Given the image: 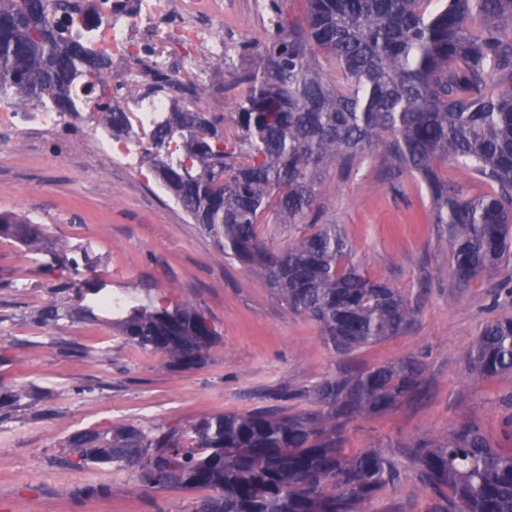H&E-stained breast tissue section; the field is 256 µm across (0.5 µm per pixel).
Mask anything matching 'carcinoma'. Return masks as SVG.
I'll return each instance as SVG.
<instances>
[{"instance_id":"carcinoma-1","label":"carcinoma","mask_w":512,"mask_h":512,"mask_svg":"<svg viewBox=\"0 0 512 512\" xmlns=\"http://www.w3.org/2000/svg\"><path fill=\"white\" fill-rule=\"evenodd\" d=\"M285 0H265L267 42L224 47L247 54L238 79L237 142L224 113L188 108L158 129L149 161L224 256L259 271L292 312L316 322L338 352L409 334L418 304L365 274L334 224L317 223L320 186L382 151L385 167L424 188L432 223L445 225L458 300L482 273L512 262V0H305L298 19ZM68 0H0V95L74 111L77 77L104 80L112 60L90 53L51 21ZM112 130L126 118L100 107ZM184 161L166 160L174 134ZM488 191L467 197L445 170ZM298 224L287 247L270 246L260 225ZM0 233L32 244L41 224L0 215ZM127 342L173 368L204 364L217 333L189 305L132 306L119 322ZM481 379L512 373V318L488 323L467 352ZM413 358L331 377L304 392L309 409L276 407L194 420L185 431L132 425L71 436L79 464L136 467L157 490H205L192 512H370L396 482L372 448L344 447L354 419L385 414L423 390ZM429 494L428 512H512V451L461 422L410 445Z\"/></svg>"}]
</instances>
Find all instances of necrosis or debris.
Listing matches in <instances>:
<instances>
[{
	"label": "necrosis or debris",
	"instance_id": "necrosis-or-debris-1",
	"mask_svg": "<svg viewBox=\"0 0 512 512\" xmlns=\"http://www.w3.org/2000/svg\"><path fill=\"white\" fill-rule=\"evenodd\" d=\"M80 15H55V22L98 55L112 61L106 85L82 81L74 87L77 109L98 135L100 153L107 159L138 169L139 159L152 143L154 132L166 124L173 99L142 91L144 65L170 74L176 88L224 86L210 70L209 61L224 56V0H79ZM118 104L126 114L128 132L113 135L99 121L103 101ZM62 115L51 105L18 111L0 104V127L26 130L36 125L48 130L60 126Z\"/></svg>",
	"mask_w": 512,
	"mask_h": 512
}]
</instances>
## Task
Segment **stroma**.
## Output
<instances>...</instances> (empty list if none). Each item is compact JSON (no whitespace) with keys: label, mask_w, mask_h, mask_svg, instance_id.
I'll list each match as a JSON object with an SVG mask.
<instances>
[{"label":"stroma","mask_w":512,"mask_h":512,"mask_svg":"<svg viewBox=\"0 0 512 512\" xmlns=\"http://www.w3.org/2000/svg\"><path fill=\"white\" fill-rule=\"evenodd\" d=\"M268 26L252 0H224L229 40H253ZM93 136L76 112L52 133L0 129V213L46 228L32 245L0 234V392L23 396L0 408V512H191L194 493L148 488L132 469L75 466L69 438L124 424L184 428L206 414L266 405L291 414L308 407L301 391L326 377L407 357L425 367L422 394L346 430L347 450L378 449L398 471L372 512H426L408 442L471 421L512 450V374L475 379L466 356L487 322L512 316V296L499 289L512 265L482 274L449 302L448 235L428 222V199L410 177L389 176L374 155L322 180V221L340 225L370 277L421 309L412 333L339 354L257 274L224 259L157 175L96 157ZM105 295L191 304L219 338L200 368L170 367L126 342L117 313L98 303ZM50 304L63 319L43 320ZM100 484L111 496L84 495Z\"/></svg>","instance_id":"obj_1"}]
</instances>
